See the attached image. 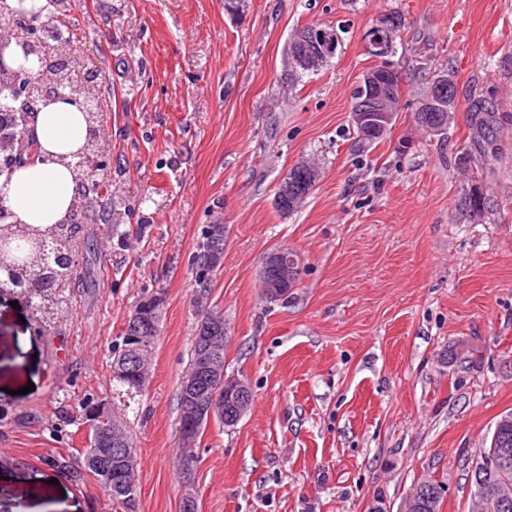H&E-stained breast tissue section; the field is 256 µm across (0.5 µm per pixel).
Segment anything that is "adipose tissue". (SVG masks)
<instances>
[{"instance_id":"1","label":"adipose tissue","mask_w":512,"mask_h":512,"mask_svg":"<svg viewBox=\"0 0 512 512\" xmlns=\"http://www.w3.org/2000/svg\"><path fill=\"white\" fill-rule=\"evenodd\" d=\"M82 98L41 103L34 132L40 156L10 178L0 177V204L15 224L48 227L67 223L76 182L72 166L87 140Z\"/></svg>"}]
</instances>
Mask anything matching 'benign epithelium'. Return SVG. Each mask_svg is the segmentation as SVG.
<instances>
[{
	"label": "benign epithelium",
	"mask_w": 512,
	"mask_h": 512,
	"mask_svg": "<svg viewBox=\"0 0 512 512\" xmlns=\"http://www.w3.org/2000/svg\"><path fill=\"white\" fill-rule=\"evenodd\" d=\"M400 22L385 16L375 25L373 33L367 39L379 37L382 44L393 47L401 34ZM298 41L310 48L301 58L305 65H314L336 52V32L333 29L312 28L299 33ZM392 70V64L382 59L380 64L367 70L360 80L364 96L356 103L351 112V122L367 133L383 137L390 132L395 122L393 95L383 81V72ZM453 84L451 76H445L431 89L427 105L430 112L422 115V120L435 127L429 129L432 134H440L448 129V124L455 120L458 112L457 100L447 96V89ZM32 84L20 82L15 85L14 100L21 112L33 113L38 102L31 93ZM89 139L95 143V150L83 153L77 166L97 169L96 157L100 151L98 129L90 128ZM23 140L10 136L0 139V169L12 175L15 170L27 162L22 151ZM224 238V226L216 224L211 227V245L196 258V278L201 282L210 280L211 273L221 267L224 252L217 242ZM302 273V259L299 255H289L282 251H272L263 259L259 278L261 287L270 300L284 301L292 291V286ZM165 296L157 293L149 304L136 308L127 317L125 330L131 341L125 362L113 365L112 375L124 377L132 373L141 387L147 385L149 372L140 364L147 350L148 339L157 335L150 329L148 317L155 319L163 315ZM226 335L224 319L219 314H211L203 319L196 331L198 351L192 370L185 374L182 384L188 397L181 414L184 424L180 425V437L187 447L197 441L200 430L217 421L226 420L236 424L247 412L252 392L248 382L238 376L229 375L220 365L215 345ZM111 404L97 401L91 403L85 413L89 418L88 427H94L92 444L86 449L81 460V469L91 468L100 475L102 487L112 490H124L129 483L133 467L137 464V454L124 447L119 422L110 417ZM182 478L183 493L181 506L183 512H198L194 485L191 481V469L187 460L177 463Z\"/></svg>",
	"instance_id": "benign-epithelium-1"
}]
</instances>
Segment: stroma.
I'll return each mask as SVG.
<instances>
[{"instance_id":"stroma-1","label":"stroma","mask_w":512,"mask_h":512,"mask_svg":"<svg viewBox=\"0 0 512 512\" xmlns=\"http://www.w3.org/2000/svg\"><path fill=\"white\" fill-rule=\"evenodd\" d=\"M394 11L401 112L362 147L352 95L379 63L364 36ZM70 19L101 75L99 162L120 232L88 225L77 263L93 284L65 291L52 332L0 295V512H124L92 476L50 466L86 445L56 394L109 395V350L155 292L149 384L112 397L137 449L136 512H179L178 391L208 306L252 402L194 449L198 512H401L426 476L443 482L440 512H470L468 469L512 412V123L488 163L454 157L472 100L512 114V0H243L233 16L224 0H74ZM309 25L339 43L292 82L288 41ZM443 71L460 105L444 138L412 118ZM301 160L321 179L284 216L275 196ZM473 191L483 213L461 204ZM210 224L224 227V263L202 298L194 257ZM277 248L303 260L284 302L259 284Z\"/></svg>"}]
</instances>
